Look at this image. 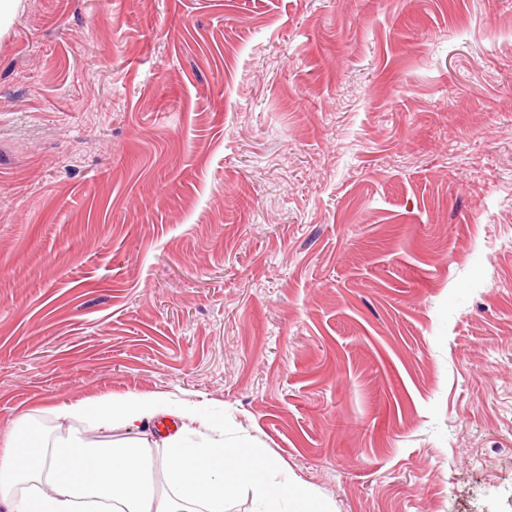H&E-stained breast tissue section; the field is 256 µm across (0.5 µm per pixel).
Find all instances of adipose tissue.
Masks as SVG:
<instances>
[{"instance_id": "ef3b65f1", "label": "adipose tissue", "mask_w": 512, "mask_h": 512, "mask_svg": "<svg viewBox=\"0 0 512 512\" xmlns=\"http://www.w3.org/2000/svg\"><path fill=\"white\" fill-rule=\"evenodd\" d=\"M65 417L107 425L121 421L137 431L166 424L161 437L169 491L160 494L155 459L146 440L92 445L59 438V455L33 464L27 448L42 444L38 425L18 419L0 437V505L6 512H224L231 483L241 477L238 446L214 452L213 416L196 405L129 394L60 407Z\"/></svg>"}]
</instances>
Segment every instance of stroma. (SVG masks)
I'll list each match as a JSON object with an SVG mask.
<instances>
[{
  "instance_id": "stroma-1",
  "label": "stroma",
  "mask_w": 512,
  "mask_h": 512,
  "mask_svg": "<svg viewBox=\"0 0 512 512\" xmlns=\"http://www.w3.org/2000/svg\"><path fill=\"white\" fill-rule=\"evenodd\" d=\"M129 393L221 411L224 512H512V0H20L0 436ZM301 492L295 487L285 485L281 494L280 511H270L269 506L264 498L259 497L255 501L253 512H295V504L300 497Z\"/></svg>"
}]
</instances>
